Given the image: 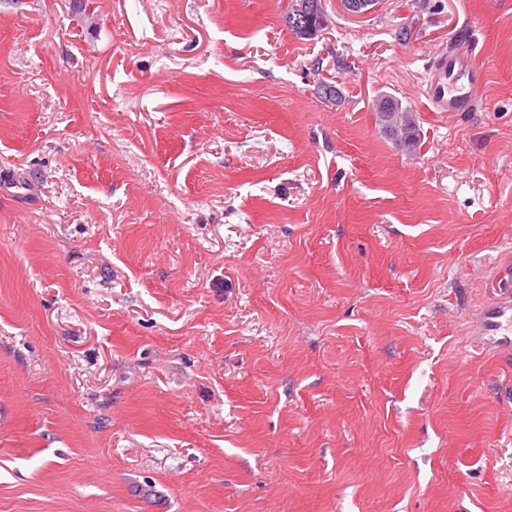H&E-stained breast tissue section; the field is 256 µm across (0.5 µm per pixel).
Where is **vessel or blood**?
Listing matches in <instances>:
<instances>
[{
    "instance_id": "vessel-or-blood-1",
    "label": "vessel or blood",
    "mask_w": 512,
    "mask_h": 512,
    "mask_svg": "<svg viewBox=\"0 0 512 512\" xmlns=\"http://www.w3.org/2000/svg\"><path fill=\"white\" fill-rule=\"evenodd\" d=\"M486 83V74L469 52L459 49L441 54L426 69V96L438 112H473L477 94ZM478 335L499 342L512 331V288L502 287L474 322Z\"/></svg>"
}]
</instances>
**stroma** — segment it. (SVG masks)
<instances>
[{
	"label": "stroma",
	"mask_w": 512,
	"mask_h": 512,
	"mask_svg": "<svg viewBox=\"0 0 512 512\" xmlns=\"http://www.w3.org/2000/svg\"><path fill=\"white\" fill-rule=\"evenodd\" d=\"M286 3L0 0V512H512V0ZM298 6V9L294 7ZM297 14L305 15L304 28L292 23V17ZM284 21L288 29L299 39H312L323 29L325 11L322 0H289L284 11ZM486 74L468 51L459 49L440 57L426 69V96L436 112L477 111V94ZM376 123L381 132L400 150L414 151L417 149L418 122L415 112L403 108L399 100L383 97L375 104ZM389 111V112H387ZM512 286L507 283L500 289V295L489 301L484 310L474 321L475 332L480 336H488L492 343L507 345L510 341L506 334L512 331ZM505 336V337H499Z\"/></svg>",
	"instance_id": "35a3bbf8"
}]
</instances>
